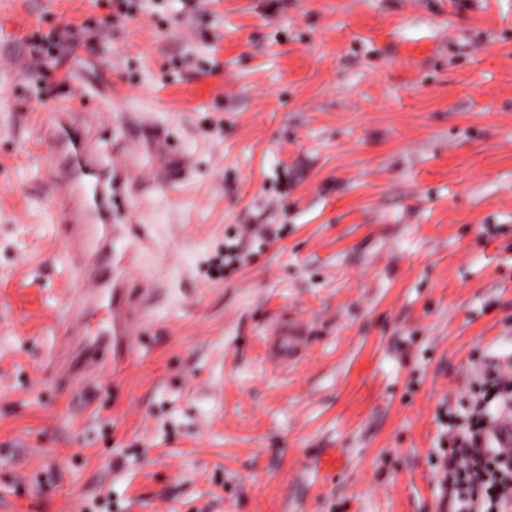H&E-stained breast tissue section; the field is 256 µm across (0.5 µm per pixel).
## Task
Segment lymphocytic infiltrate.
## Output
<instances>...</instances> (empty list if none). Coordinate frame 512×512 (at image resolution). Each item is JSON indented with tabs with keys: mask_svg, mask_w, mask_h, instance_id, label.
I'll use <instances>...</instances> for the list:
<instances>
[{
	"mask_svg": "<svg viewBox=\"0 0 512 512\" xmlns=\"http://www.w3.org/2000/svg\"><path fill=\"white\" fill-rule=\"evenodd\" d=\"M89 25L66 30L50 28L28 36L31 55L47 60L62 47L91 40ZM512 419V358L484 363L475 377L473 397L458 411L445 406L439 412V441L444 449L437 465L439 480L456 490L457 512H512V451L495 441L493 427Z\"/></svg>",
	"mask_w": 512,
	"mask_h": 512,
	"instance_id": "lymphocytic-infiltrate-1",
	"label": "lymphocytic infiltrate"
}]
</instances>
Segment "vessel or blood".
<instances>
[{"mask_svg":"<svg viewBox=\"0 0 512 512\" xmlns=\"http://www.w3.org/2000/svg\"><path fill=\"white\" fill-rule=\"evenodd\" d=\"M41 137L50 150V170L60 185L51 196L53 213L71 226L78 246L70 263L90 284L82 299L98 305L112 298V171L99 164L88 135L77 115L53 112L41 125ZM111 327H102L93 336L94 352L87 369L99 367L112 358ZM306 327L294 319L279 322L267 338L271 360L280 366L294 363L308 344Z\"/></svg>","mask_w":512,"mask_h":512,"instance_id":"b4317fda","label":"vessel or blood"}]
</instances>
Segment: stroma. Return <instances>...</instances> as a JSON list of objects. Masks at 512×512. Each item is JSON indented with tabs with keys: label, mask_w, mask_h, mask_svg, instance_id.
<instances>
[{
	"label": "stroma",
	"mask_w": 512,
	"mask_h": 512,
	"mask_svg": "<svg viewBox=\"0 0 512 512\" xmlns=\"http://www.w3.org/2000/svg\"><path fill=\"white\" fill-rule=\"evenodd\" d=\"M112 13H0V512H454L437 411L512 354V0ZM71 23L102 40L34 80L26 37ZM66 102L112 169V286L137 313L94 372L46 207L39 130ZM245 224L279 236L209 277ZM287 316L310 342L281 368ZM308 340V331L303 324L295 319L283 320L267 336L270 359L277 365L288 366L301 356Z\"/></svg>",
	"instance_id": "stroma-1"
}]
</instances>
